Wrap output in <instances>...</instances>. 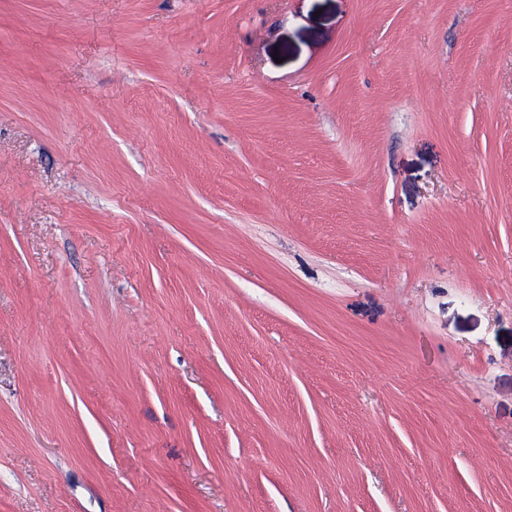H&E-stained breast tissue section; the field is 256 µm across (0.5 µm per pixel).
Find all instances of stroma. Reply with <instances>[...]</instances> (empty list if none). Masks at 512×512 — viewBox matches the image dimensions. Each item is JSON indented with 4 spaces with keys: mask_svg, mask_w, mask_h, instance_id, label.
<instances>
[{
    "mask_svg": "<svg viewBox=\"0 0 512 512\" xmlns=\"http://www.w3.org/2000/svg\"><path fill=\"white\" fill-rule=\"evenodd\" d=\"M0 512H512V0H0Z\"/></svg>",
    "mask_w": 512,
    "mask_h": 512,
    "instance_id": "1",
    "label": "stroma"
}]
</instances>
